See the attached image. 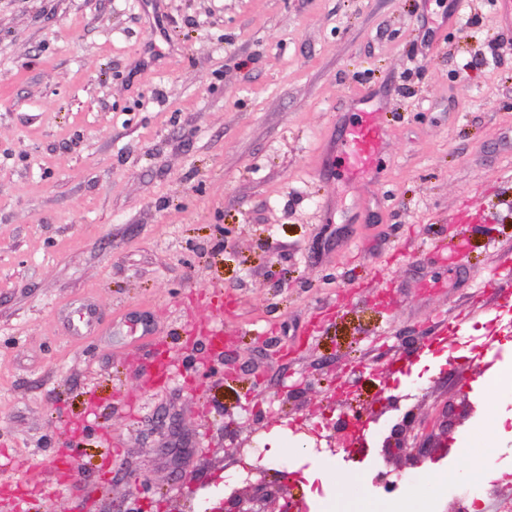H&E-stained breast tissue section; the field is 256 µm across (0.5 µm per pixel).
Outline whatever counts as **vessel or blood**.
Instances as JSON below:
<instances>
[{
  "label": "vessel or blood",
  "mask_w": 512,
  "mask_h": 512,
  "mask_svg": "<svg viewBox=\"0 0 512 512\" xmlns=\"http://www.w3.org/2000/svg\"><path fill=\"white\" fill-rule=\"evenodd\" d=\"M386 118L383 106L358 108L356 118L343 129L340 146L354 178L371 173L385 150Z\"/></svg>",
  "instance_id": "obj_1"
}]
</instances>
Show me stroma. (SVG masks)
<instances>
[{
  "instance_id": "35a3bbf8",
  "label": "stroma",
  "mask_w": 512,
  "mask_h": 512,
  "mask_svg": "<svg viewBox=\"0 0 512 512\" xmlns=\"http://www.w3.org/2000/svg\"><path fill=\"white\" fill-rule=\"evenodd\" d=\"M382 103L375 180L332 150ZM512 15L497 0H0V469L71 458L20 512H187L284 461L358 498L374 449L297 448L419 380L428 480L512 447L490 375L455 360L512 321ZM102 320L70 335L65 315ZM222 320L224 354L196 326ZM168 377L152 382L156 362Z\"/></svg>"
}]
</instances>
